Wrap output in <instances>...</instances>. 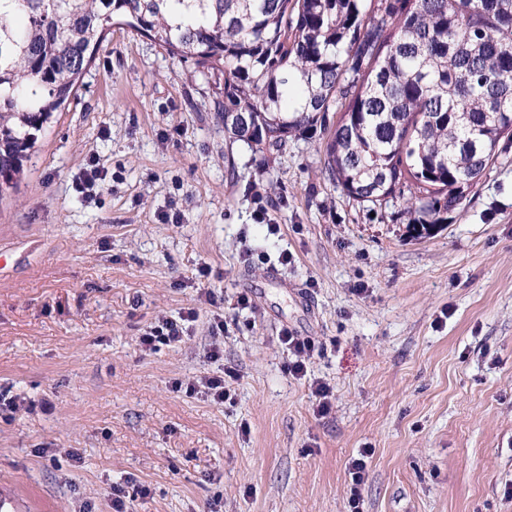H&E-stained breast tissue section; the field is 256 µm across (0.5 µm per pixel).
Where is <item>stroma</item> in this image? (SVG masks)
<instances>
[{
    "instance_id": "stroma-1",
    "label": "stroma",
    "mask_w": 512,
    "mask_h": 512,
    "mask_svg": "<svg viewBox=\"0 0 512 512\" xmlns=\"http://www.w3.org/2000/svg\"><path fill=\"white\" fill-rule=\"evenodd\" d=\"M193 68L113 20L0 192V391L24 402L0 419V486L26 512H112L116 482L130 512H349L368 447L361 512H512V144L420 233L402 199L324 178L322 135L225 138L224 85ZM92 158L88 202L73 182ZM190 308L182 342L140 350ZM283 327L325 347L308 372L333 389L326 416ZM226 366L229 401L173 387ZM94 159H90L83 176L73 184L74 190L83 196H92L105 180L106 174ZM366 462L362 458L352 460L349 467V474L351 477L350 485V503L354 509L352 512H359L358 504L361 497V487L364 483Z\"/></svg>"
}]
</instances>
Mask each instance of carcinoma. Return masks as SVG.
<instances>
[{
	"instance_id": "cac0c4a2",
	"label": "carcinoma",
	"mask_w": 512,
	"mask_h": 512,
	"mask_svg": "<svg viewBox=\"0 0 512 512\" xmlns=\"http://www.w3.org/2000/svg\"><path fill=\"white\" fill-rule=\"evenodd\" d=\"M115 17L224 79L217 108L251 118L232 138L283 151L319 130L328 181L360 204L408 188L424 230L512 142V0H0V189Z\"/></svg>"
}]
</instances>
